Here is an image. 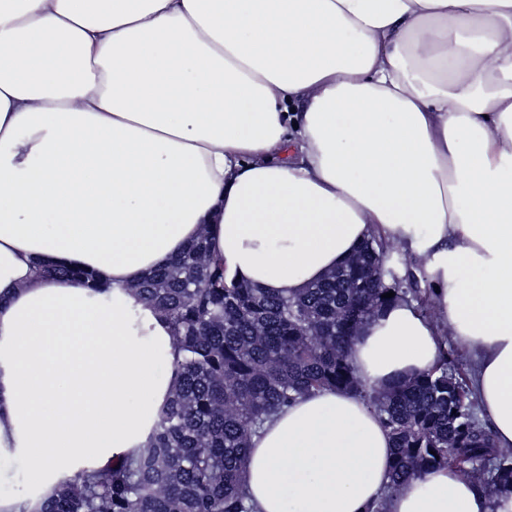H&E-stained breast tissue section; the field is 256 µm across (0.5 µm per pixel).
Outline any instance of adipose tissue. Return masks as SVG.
<instances>
[{
    "mask_svg": "<svg viewBox=\"0 0 512 512\" xmlns=\"http://www.w3.org/2000/svg\"><path fill=\"white\" fill-rule=\"evenodd\" d=\"M206 238L276 293L377 237L434 278L349 354L377 388L444 332L512 446V0H0V460L26 512L143 444L172 383L169 324L131 293ZM78 269L94 286L40 275ZM393 441L324 390L252 441L257 512H368ZM388 512H512L440 467Z\"/></svg>",
    "mask_w": 512,
    "mask_h": 512,
    "instance_id": "ef3b65f1",
    "label": "adipose tissue"
}]
</instances>
